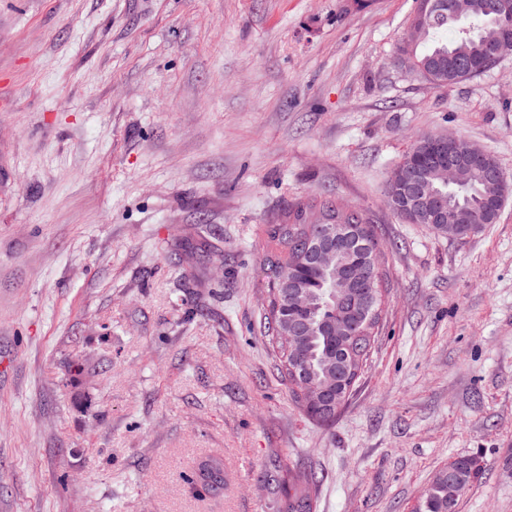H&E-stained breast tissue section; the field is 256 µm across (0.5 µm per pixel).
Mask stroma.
Returning a JSON list of instances; mask_svg holds the SVG:
<instances>
[{
	"label": "stroma",
	"instance_id": "obj_1",
	"mask_svg": "<svg viewBox=\"0 0 512 512\" xmlns=\"http://www.w3.org/2000/svg\"><path fill=\"white\" fill-rule=\"evenodd\" d=\"M415 0H0V512H512V199L451 238L384 203L422 131L512 177V55L443 88L397 47ZM377 228L386 302L335 420L291 400L263 229L311 195ZM224 461V489L194 471ZM482 455L459 456L442 467L428 484L418 512H457L461 496L477 484L484 473ZM313 499L307 484L288 481L283 500L284 512H312Z\"/></svg>",
	"mask_w": 512,
	"mask_h": 512
}]
</instances>
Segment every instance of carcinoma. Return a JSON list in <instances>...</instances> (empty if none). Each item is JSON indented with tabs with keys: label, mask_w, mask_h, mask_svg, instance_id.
I'll list each match as a JSON object with an SVG mask.
<instances>
[{
	"label": "carcinoma",
	"mask_w": 512,
	"mask_h": 512,
	"mask_svg": "<svg viewBox=\"0 0 512 512\" xmlns=\"http://www.w3.org/2000/svg\"><path fill=\"white\" fill-rule=\"evenodd\" d=\"M495 0H428L424 30L413 45L401 42L409 67L416 73L425 70L427 81L437 88L465 80L459 73L470 66V77L488 71L485 52L488 45L502 37L505 20L494 9ZM455 31L451 40L439 34ZM432 137L424 133L416 138L395 167L384 186L391 210L403 220L420 224L422 220L403 212L406 198L394 187L400 173L413 167L422 143ZM422 176L441 192L445 215L439 224L430 228L437 233L465 237L480 232L468 224V217L480 212L489 193V185L479 170L465 172V180L450 184L442 170L425 167ZM317 213L329 224L353 225L361 238L371 247H379L375 227L365 213L357 208L344 207L326 197H314L289 209L283 224H269L265 230L264 262L270 270L268 280V333L276 345L284 380L288 390L303 413L316 419L313 409L301 397L307 388L320 389L340 372L348 378L347 388L356 383L363 362L371 348L383 303V273L373 268L372 287L356 288L349 282L345 290L337 287L336 268L322 270L308 260V251L318 233L319 225L310 221ZM303 326L298 346L280 339L292 323ZM308 367L307 375L297 380L291 368L295 360ZM484 458L478 454L459 456L442 467L428 484L418 512H457L461 496L477 484L484 473ZM197 484L208 493L224 487V466L216 458L199 463ZM284 512H313L308 485L288 484L283 500Z\"/></svg>",
	"instance_id": "obj_1"
}]
</instances>
